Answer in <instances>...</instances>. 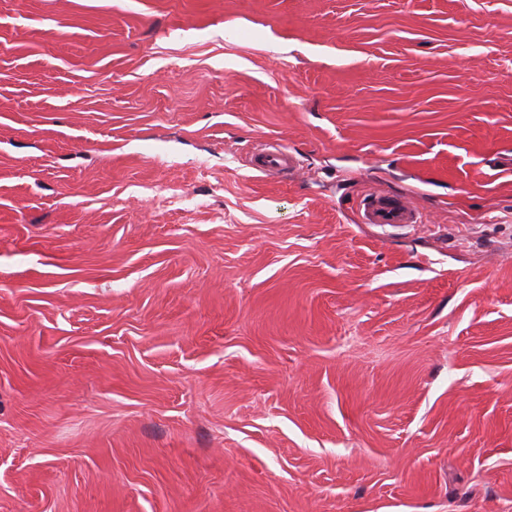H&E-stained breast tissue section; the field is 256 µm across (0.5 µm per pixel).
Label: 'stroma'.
I'll return each mask as SVG.
<instances>
[{
    "label": "stroma",
    "instance_id": "stroma-1",
    "mask_svg": "<svg viewBox=\"0 0 512 512\" xmlns=\"http://www.w3.org/2000/svg\"><path fill=\"white\" fill-rule=\"evenodd\" d=\"M509 154L512 0H0V512H512ZM250 161L253 169L265 174L287 171L296 164L293 153L269 142L261 144L252 154ZM359 216L363 224L380 226H406L420 224L419 213L404 196L373 191L359 204Z\"/></svg>",
    "mask_w": 512,
    "mask_h": 512
}]
</instances>
